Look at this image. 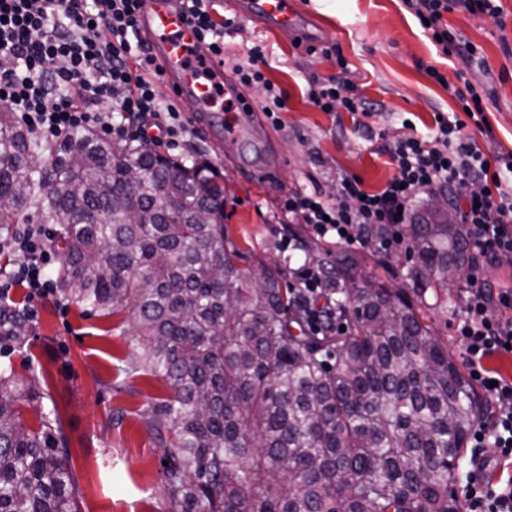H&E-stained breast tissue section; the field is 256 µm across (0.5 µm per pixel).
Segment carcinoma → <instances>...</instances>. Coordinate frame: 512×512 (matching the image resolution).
Here are the masks:
<instances>
[{"label": "carcinoma", "mask_w": 512, "mask_h": 512, "mask_svg": "<svg viewBox=\"0 0 512 512\" xmlns=\"http://www.w3.org/2000/svg\"><path fill=\"white\" fill-rule=\"evenodd\" d=\"M222 176L86 131L43 147L0 106V239L51 224L60 295L132 313L145 367L172 390L166 490L182 512H462L453 486L488 404L411 302L338 260V333L310 336L279 271L224 228ZM417 295L470 264L464 225H406ZM26 322L0 306V344ZM0 369V512H80L58 418L14 407Z\"/></svg>", "instance_id": "obj_1"}]
</instances>
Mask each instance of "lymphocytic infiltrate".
<instances>
[{"instance_id": "obj_1", "label": "lymphocytic infiltrate", "mask_w": 512, "mask_h": 512, "mask_svg": "<svg viewBox=\"0 0 512 512\" xmlns=\"http://www.w3.org/2000/svg\"><path fill=\"white\" fill-rule=\"evenodd\" d=\"M141 0H0V102L17 112L22 125L48 144L77 130L116 136L127 142L179 148L188 128L175 104L160 92L161 70L137 32ZM208 0H181L197 44L212 57L224 55V29L215 21ZM408 12L424 21V33L434 38L441 53L457 54L472 65L477 48L464 41L445 21L456 10L483 14L503 24L500 0H403ZM460 108L469 120L437 121L434 136L406 134L386 152L396 173L375 193H364L362 182L345 176L335 202L320 193L293 190L282 211L289 221L306 224L326 242L364 245L368 224L386 228V246L408 249L405 226L419 195L453 190L458 221L464 224L476 253L474 271L460 301L455 334L464 348L470 376L484 390L494 413L490 422L472 432L477 448L492 449L500 460H512V381L496 378L483 365L485 357L504 352L512 344V287L493 288L481 277L483 263L512 265V151L485 154L466 135L467 123L486 125L483 89L472 82L455 88ZM319 110H345L370 115L372 105L351 89L328 80L308 92ZM111 101L104 109L103 101ZM38 225L14 238L18 260L0 273V299L24 285L30 298H43L55 289L48 275L61 256ZM297 302L304 324L318 334L335 326L336 310L324 297L332 280L324 267L303 264L294 271ZM465 512H512V480L504 483L469 482Z\"/></svg>"}]
</instances>
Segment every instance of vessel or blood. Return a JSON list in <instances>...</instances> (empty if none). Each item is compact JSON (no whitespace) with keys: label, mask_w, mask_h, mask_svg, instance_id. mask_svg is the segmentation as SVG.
<instances>
[{"label":"vessel or blood","mask_w":512,"mask_h":512,"mask_svg":"<svg viewBox=\"0 0 512 512\" xmlns=\"http://www.w3.org/2000/svg\"><path fill=\"white\" fill-rule=\"evenodd\" d=\"M234 8L259 15L279 31L300 36L308 33L307 19L292 0H236ZM138 28L149 42L164 78L182 96L196 102L198 118L225 141L240 137L239 126L223 122L224 99L239 98L240 89L236 84L224 83L222 74H209L208 63L194 57L195 34L185 23L176 0H141Z\"/></svg>","instance_id":"1"}]
</instances>
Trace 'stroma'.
Wrapping results in <instances>:
<instances>
[{
  "instance_id": "1",
  "label": "stroma",
  "mask_w": 512,
  "mask_h": 512,
  "mask_svg": "<svg viewBox=\"0 0 512 512\" xmlns=\"http://www.w3.org/2000/svg\"><path fill=\"white\" fill-rule=\"evenodd\" d=\"M227 0H211L215 20L232 19L224 36V77L237 81L235 65L247 64L248 51L261 47L262 71L281 92L286 107L279 123L261 110L266 92L246 87V104H233L228 119L244 127L242 138L218 149L208 131L191 128L185 151L172 158L206 160L224 177V222L229 238L269 266L279 267L283 287H294L293 267L303 261L327 262L349 256L359 262L360 276L386 287L411 291L406 278L410 257L396 252L387 259L376 246L330 244L303 224L289 223L281 212L288 191L320 192L335 201L336 186L346 175L359 177L374 192L395 170L382 145L412 126L418 135L434 133L436 114L452 116L460 107L449 88L459 85L458 71L483 84L489 98L485 117L494 137L486 139L474 125L467 134L480 148L512 150V0H501L504 27L481 14L449 13L450 27L480 47L486 65L465 70L458 56L437 53L402 0H335L334 10L313 0H294L297 8L322 22L317 37L297 40L264 27L256 19L232 15ZM434 66L447 85L424 71ZM339 78L354 85L376 105L374 116L323 112L309 100L310 85ZM294 235L303 249L294 255L280 250L283 237ZM459 290L427 299L415 310L456 362L463 348L454 334ZM22 307H33L23 347L0 352V367L18 381H35L42 410L28 402L18 408L33 429L40 411H57L70 450L81 512H179L166 491L163 436L150 420L171 394L170 387L142 366V348L133 336L126 313L100 316L73 301L53 295L28 299L15 291Z\"/></svg>"
}]
</instances>
